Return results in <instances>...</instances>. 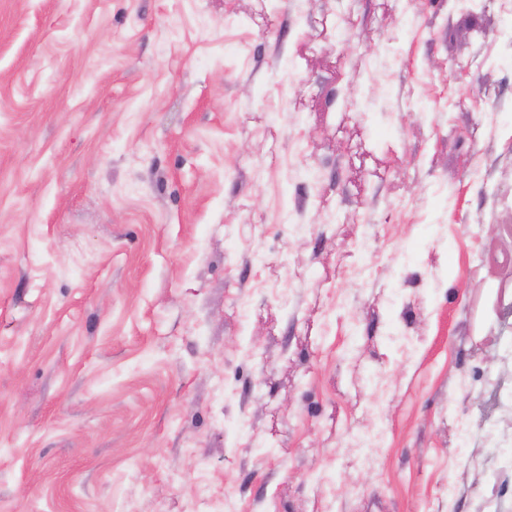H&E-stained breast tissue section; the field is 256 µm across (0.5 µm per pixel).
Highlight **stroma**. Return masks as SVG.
<instances>
[{
    "mask_svg": "<svg viewBox=\"0 0 512 512\" xmlns=\"http://www.w3.org/2000/svg\"><path fill=\"white\" fill-rule=\"evenodd\" d=\"M499 0H0V512H512Z\"/></svg>",
    "mask_w": 512,
    "mask_h": 512,
    "instance_id": "35a3bbf8",
    "label": "stroma"
}]
</instances>
